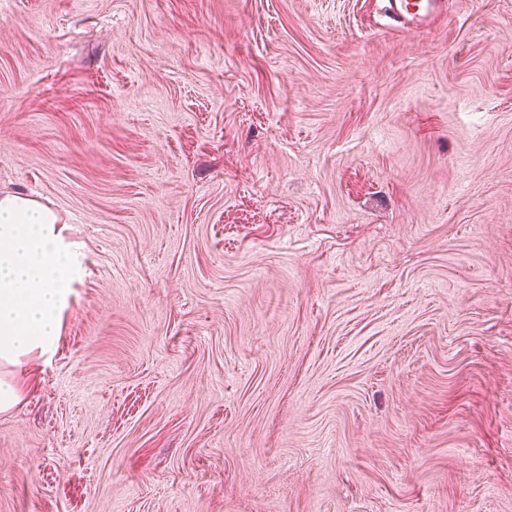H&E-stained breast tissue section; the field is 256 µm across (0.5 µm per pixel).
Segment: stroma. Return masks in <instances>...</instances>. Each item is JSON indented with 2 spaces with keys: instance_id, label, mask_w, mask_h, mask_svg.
<instances>
[{
  "instance_id": "obj_1",
  "label": "stroma",
  "mask_w": 512,
  "mask_h": 512,
  "mask_svg": "<svg viewBox=\"0 0 512 512\" xmlns=\"http://www.w3.org/2000/svg\"><path fill=\"white\" fill-rule=\"evenodd\" d=\"M0 0V194L88 274L0 512H512V0ZM447 0H385L381 8L390 28L413 26L427 30L447 14Z\"/></svg>"
}]
</instances>
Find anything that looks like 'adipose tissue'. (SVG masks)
Listing matches in <instances>:
<instances>
[{"mask_svg": "<svg viewBox=\"0 0 512 512\" xmlns=\"http://www.w3.org/2000/svg\"><path fill=\"white\" fill-rule=\"evenodd\" d=\"M87 275V255L59 215L33 198L0 195V365L51 359Z\"/></svg>", "mask_w": 512, "mask_h": 512, "instance_id": "adipose-tissue-1", "label": "adipose tissue"}]
</instances>
